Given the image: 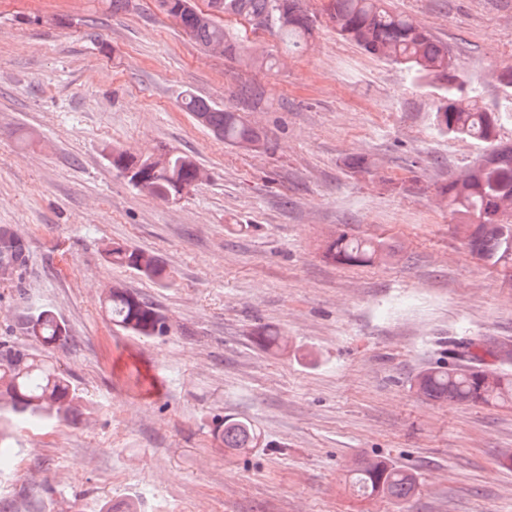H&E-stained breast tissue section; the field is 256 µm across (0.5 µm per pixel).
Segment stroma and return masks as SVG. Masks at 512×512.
Here are the masks:
<instances>
[{"label":"stroma","instance_id":"35a3bbf8","mask_svg":"<svg viewBox=\"0 0 512 512\" xmlns=\"http://www.w3.org/2000/svg\"><path fill=\"white\" fill-rule=\"evenodd\" d=\"M306 49L249 40L279 60L259 69L204 51L154 0H0V225L25 238L19 287L0 285V336L52 307L68 343L53 355L89 415L12 429L18 466L0 467L14 512H512V406L429 400L415 388L446 363L448 341H512V263L473 256L437 190L483 149L433 125L444 92L369 57L327 26L323 0ZM447 42L481 106L512 66V0H392ZM268 138L224 144L182 106L185 93L235 103ZM167 147L210 173L176 204L139 192L112 150ZM368 159L367 170L349 167ZM397 254L367 266L327 261L339 231ZM119 242L155 253L163 288L108 263ZM120 283L164 313L169 332L130 335L101 309ZM286 334L260 349L255 329ZM146 376L132 387L131 371ZM252 421L265 446L232 459L215 418ZM364 458L412 473L405 502L364 498L348 475Z\"/></svg>","mask_w":512,"mask_h":512}]
</instances>
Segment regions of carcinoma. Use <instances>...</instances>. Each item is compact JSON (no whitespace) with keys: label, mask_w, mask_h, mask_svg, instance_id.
Returning <instances> with one entry per match:
<instances>
[{"label":"carcinoma","mask_w":512,"mask_h":512,"mask_svg":"<svg viewBox=\"0 0 512 512\" xmlns=\"http://www.w3.org/2000/svg\"><path fill=\"white\" fill-rule=\"evenodd\" d=\"M169 17L196 43L204 47L224 40V58L272 69L270 56L248 53L244 39L231 35L218 20H202L192 10H180V0H170ZM223 14L247 22L275 18L268 29L298 48L312 34L313 21L302 10L301 0H222ZM288 22L276 21L280 12ZM326 14L336 34L356 44L367 55L402 66L418 79L445 84L444 102L434 113L437 128L453 137L472 138L492 149L491 164L470 169L438 188L439 194L458 215L471 254L494 265L512 260V145L488 141L490 122L500 124L501 113L485 109L474 100L464 82L448 78V44L417 25L409 16L393 10L388 0H327ZM262 92L255 86L241 89L236 103L221 109L192 93L182 99L183 108L217 138L231 146L267 142L263 130L253 126L245 113L257 107ZM119 173L129 169L134 156L123 150L109 155ZM198 163L187 153L173 152L169 165L148 174L150 185L139 191L164 198L189 185ZM28 243L7 225L0 226V284L22 279L27 264ZM114 266L132 270L160 286L173 282V274L150 251L114 242L105 250ZM395 251L381 241L364 239L342 232L330 239L324 250L329 261L346 266H365L380 256ZM102 308L113 326L150 339L169 331L165 316L141 294L115 283L102 296ZM40 324L44 351L27 343L31 322ZM20 337H0V419L22 423L69 421L88 410V402L73 387L66 370L50 351L68 343L64 322L49 306L37 308L24 317ZM255 343L263 350H285L288 337L269 329L255 332ZM448 353L467 358L465 364L428 368L415 380L417 392L432 400L449 399L466 404L512 405V375L490 368L484 356L473 351V344L451 342ZM215 439L229 452H243L263 442L262 433L246 419L226 415L215 420ZM351 487L362 497L410 499L416 491L415 477L384 460L358 462L351 470Z\"/></svg>","instance_id":"carcinoma-1"}]
</instances>
